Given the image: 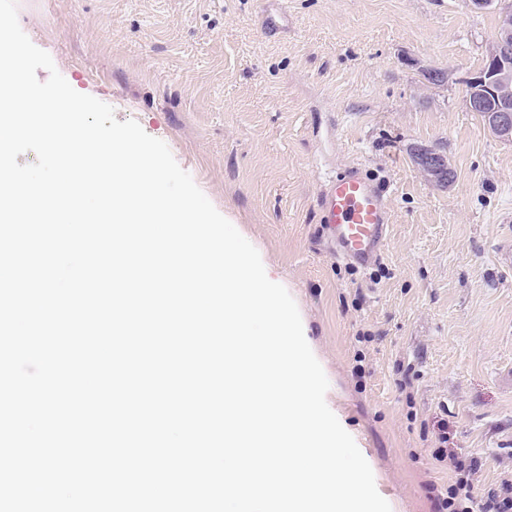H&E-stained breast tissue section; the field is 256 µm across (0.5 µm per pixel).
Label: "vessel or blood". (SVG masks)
<instances>
[{
    "mask_svg": "<svg viewBox=\"0 0 512 512\" xmlns=\"http://www.w3.org/2000/svg\"><path fill=\"white\" fill-rule=\"evenodd\" d=\"M260 25L267 37L288 30L286 11H262ZM321 221L331 228L332 242L342 259L368 267L381 257L390 233V213L380 184L353 166L331 178L321 198Z\"/></svg>",
    "mask_w": 512,
    "mask_h": 512,
    "instance_id": "b4317fda",
    "label": "vessel or blood"
}]
</instances>
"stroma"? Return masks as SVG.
Masks as SVG:
<instances>
[{
    "label": "stroma",
    "mask_w": 512,
    "mask_h": 512,
    "mask_svg": "<svg viewBox=\"0 0 512 512\" xmlns=\"http://www.w3.org/2000/svg\"><path fill=\"white\" fill-rule=\"evenodd\" d=\"M17 0L78 92L161 139L294 299L337 412L391 512H437L474 456L476 495L512 480V143L466 105L495 13L466 0ZM440 67L444 85L422 72ZM447 154L445 188L415 147ZM359 165L388 189L368 269L338 257L321 196ZM259 21L262 30L269 38L278 37L288 31V16L286 11L270 12L263 9Z\"/></svg>",
    "instance_id": "stroma-1"
}]
</instances>
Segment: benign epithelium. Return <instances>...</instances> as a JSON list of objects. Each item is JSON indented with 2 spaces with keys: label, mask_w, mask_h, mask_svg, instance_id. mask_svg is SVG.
I'll return each mask as SVG.
<instances>
[{
  "label": "benign epithelium",
  "mask_w": 512,
  "mask_h": 512,
  "mask_svg": "<svg viewBox=\"0 0 512 512\" xmlns=\"http://www.w3.org/2000/svg\"><path fill=\"white\" fill-rule=\"evenodd\" d=\"M469 110L484 113L486 128L504 142H512V13L499 11V35L484 65L467 78ZM419 167L439 186L452 184L448 157L432 148L415 152Z\"/></svg>",
  "instance_id": "7a95c632"
}]
</instances>
